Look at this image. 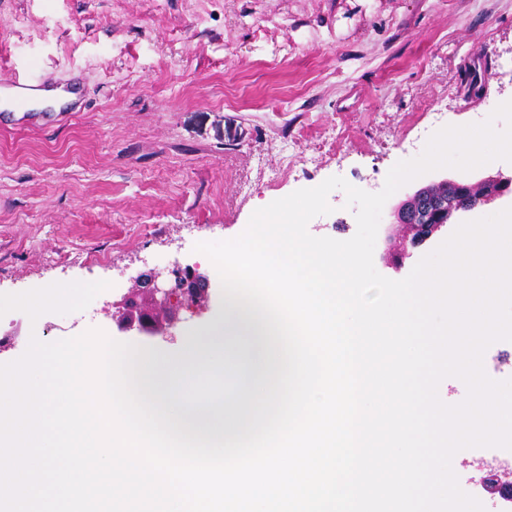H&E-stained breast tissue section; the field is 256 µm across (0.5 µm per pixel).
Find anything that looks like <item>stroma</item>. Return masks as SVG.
Returning <instances> with one entry per match:
<instances>
[{
	"label": "stroma",
	"instance_id": "1",
	"mask_svg": "<svg viewBox=\"0 0 512 512\" xmlns=\"http://www.w3.org/2000/svg\"><path fill=\"white\" fill-rule=\"evenodd\" d=\"M28 73L81 77V112L0 117V321L15 344L99 329L136 277L202 263L199 242L229 240L259 208L332 176L376 193L447 125L485 121L512 100V0H0V82ZM310 234L347 240L342 190ZM452 232L444 227L400 268L377 236L373 261L400 280ZM58 288L77 306L41 326L22 297ZM468 448L452 460L486 512Z\"/></svg>",
	"mask_w": 512,
	"mask_h": 512
}]
</instances>
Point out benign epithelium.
I'll return each instance as SVG.
<instances>
[{"instance_id":"1","label":"benign epithelium","mask_w":512,"mask_h":512,"mask_svg":"<svg viewBox=\"0 0 512 512\" xmlns=\"http://www.w3.org/2000/svg\"><path fill=\"white\" fill-rule=\"evenodd\" d=\"M507 196L512 197V175L500 171L479 179H428L393 208V227L387 229V240L398 233L401 241L390 255V263L401 265L411 255L410 249L430 239L453 218ZM208 288L209 280L198 266L176 263L169 270L156 268L135 279L121 299L104 305V311H112V320L121 332L172 336L181 322V313L194 315L206 307ZM470 466L482 473L486 493L512 503V464L492 465L481 459L470 462Z\"/></svg>"}]
</instances>
